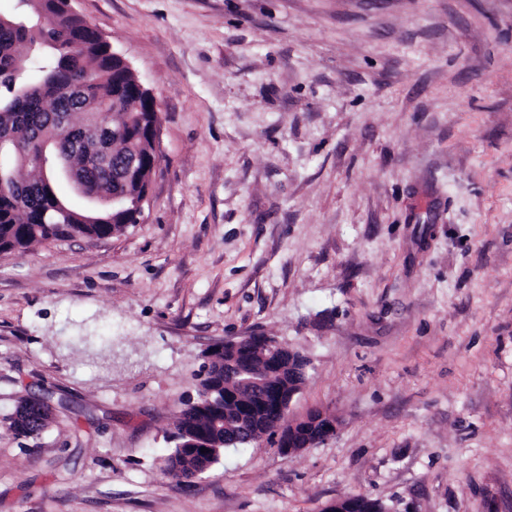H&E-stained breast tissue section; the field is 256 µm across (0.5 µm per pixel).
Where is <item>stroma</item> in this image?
<instances>
[{
	"instance_id": "35a3bbf8",
	"label": "stroma",
	"mask_w": 512,
	"mask_h": 512,
	"mask_svg": "<svg viewBox=\"0 0 512 512\" xmlns=\"http://www.w3.org/2000/svg\"><path fill=\"white\" fill-rule=\"evenodd\" d=\"M71 7L161 162L122 234L0 252V512H512V0ZM254 333L336 434L165 477L205 351ZM22 403L27 404L28 400H25ZM28 409L29 407L26 405L19 407L14 418L18 420L24 419L27 416ZM46 411L47 410L41 406H31L28 416L24 420L17 421L12 418V427L15 433L24 437H33L38 435L47 424L49 415Z\"/></svg>"
}]
</instances>
